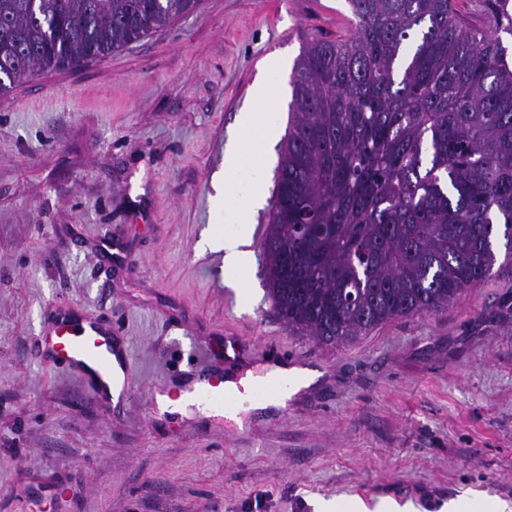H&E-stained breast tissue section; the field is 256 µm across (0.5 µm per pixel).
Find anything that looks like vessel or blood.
<instances>
[{"label":"vessel or blood","instance_id":"obj_1","mask_svg":"<svg viewBox=\"0 0 512 512\" xmlns=\"http://www.w3.org/2000/svg\"><path fill=\"white\" fill-rule=\"evenodd\" d=\"M40 354L60 371L76 376L84 390L114 415L127 410L134 391V364L129 339L119 330L64 312L49 323ZM215 360L213 347L200 342L184 369L165 373L158 395L186 394L199 412L211 411L224 383Z\"/></svg>","mask_w":512,"mask_h":512}]
</instances>
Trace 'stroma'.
<instances>
[{"mask_svg": "<svg viewBox=\"0 0 512 512\" xmlns=\"http://www.w3.org/2000/svg\"><path fill=\"white\" fill-rule=\"evenodd\" d=\"M347 0H201L106 61L33 77L0 95V512H52L28 481L65 484L76 512H315L382 499L440 512H512V265L448 308L353 342L291 334L267 297L252 219L249 298L199 239L235 216L214 202L224 149L268 54L288 126L303 46L346 32ZM67 304L124 329L136 385L116 418L76 377L34 357L48 311ZM247 349L313 381L286 406L213 425L163 418L152 395L170 326Z\"/></svg>", "mask_w": 512, "mask_h": 512, "instance_id": "obj_1", "label": "stroma"}]
</instances>
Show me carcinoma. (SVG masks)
<instances>
[{"mask_svg":"<svg viewBox=\"0 0 512 512\" xmlns=\"http://www.w3.org/2000/svg\"><path fill=\"white\" fill-rule=\"evenodd\" d=\"M200 0H0V94L102 62ZM308 43L263 241L272 305L325 346L439 311L512 264V67L454 0H348Z\"/></svg>","mask_w":512,"mask_h":512,"instance_id":"1","label":"carcinoma"}]
</instances>
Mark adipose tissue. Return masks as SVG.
Returning a JSON list of instances; mask_svg holds the SVG:
<instances>
[{"instance_id": "adipose-tissue-1", "label": "adipose tissue", "mask_w": 512, "mask_h": 512, "mask_svg": "<svg viewBox=\"0 0 512 512\" xmlns=\"http://www.w3.org/2000/svg\"><path fill=\"white\" fill-rule=\"evenodd\" d=\"M283 58L280 53H272L268 57L267 81L258 84L254 102L256 111L242 112L238 122L239 144L228 147L224 152V187L218 190L216 201L232 207L237 227L233 233L211 235L206 237L202 245L214 252H223L224 268L228 271H246L253 260L250 248L251 215L265 203L264 187L268 178L266 161L267 148L274 143L280 131L264 121L259 113L260 108L271 107L274 103L275 85L271 78L280 73ZM252 148L254 157L245 160L242 145Z\"/></svg>"}]
</instances>
